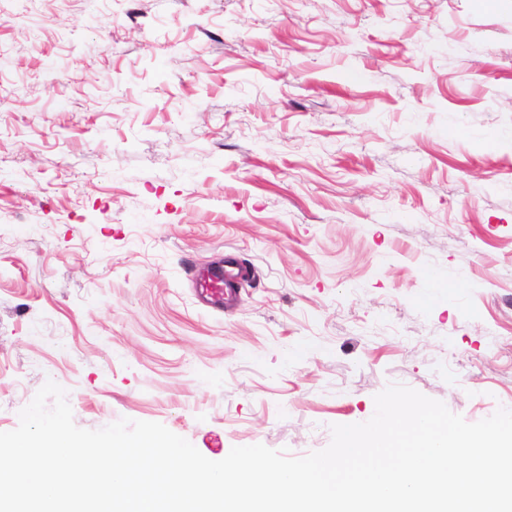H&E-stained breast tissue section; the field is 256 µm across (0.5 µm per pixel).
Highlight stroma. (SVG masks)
<instances>
[{
    "label": "stroma",
    "mask_w": 512,
    "mask_h": 512,
    "mask_svg": "<svg viewBox=\"0 0 512 512\" xmlns=\"http://www.w3.org/2000/svg\"><path fill=\"white\" fill-rule=\"evenodd\" d=\"M49 380L213 461L512 409V0H0V432ZM196 296L205 306L217 311L224 309L236 294L237 274L221 267H212L196 275Z\"/></svg>",
    "instance_id": "obj_1"
}]
</instances>
